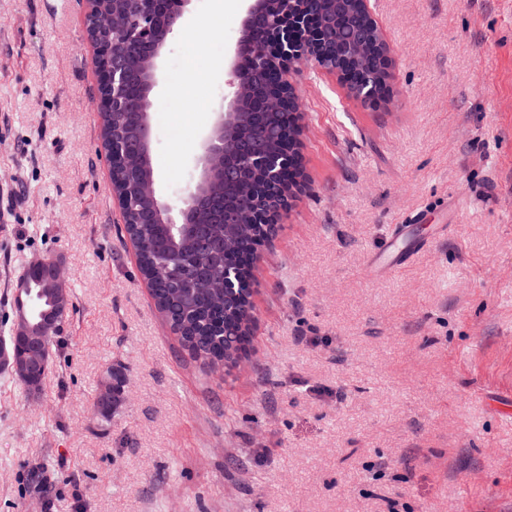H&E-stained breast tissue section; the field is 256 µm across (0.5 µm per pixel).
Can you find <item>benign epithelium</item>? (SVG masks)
<instances>
[{"mask_svg":"<svg viewBox=\"0 0 512 512\" xmlns=\"http://www.w3.org/2000/svg\"><path fill=\"white\" fill-rule=\"evenodd\" d=\"M190 0H178L179 10L171 15L163 11L148 10L133 28V20L123 10L103 11L92 5L87 15V33L96 52L99 72V95L97 107L101 114L122 113L124 124L137 130V140L127 144L120 153L109 151L111 168H137L144 163L146 151L151 149V108L150 94L160 80V61L169 36L176 22L182 17ZM270 0H251L243 23V32L238 40L231 68L233 88L231 98L214 112L209 133L201 144V154L197 159L198 175L192 187L175 207L161 199L155 187V178H150L142 187L144 195L154 206L151 211L142 213L132 202L120 196L115 199L121 209L125 223L139 224L149 216L154 222L170 225L180 235L187 225L194 223L196 212L207 202L219 197L223 190L234 185L245 168H257L274 180H281L288 163V156L270 157L265 144L275 137L267 129L253 140H238L227 135L229 126L235 123L244 103L255 88V71L277 60L281 72L280 87L272 88L264 97L265 107L272 111H290L299 115L298 102L293 91V78L303 66H324L322 56L315 53L319 45H336V39L321 28H311L310 21L318 18L314 13L319 0H277V7L269 9ZM266 27L274 35L272 43L258 48L251 44L252 29ZM136 33L146 39L149 48L132 61L126 51V43L131 34ZM371 41L365 34L345 46L348 55L362 64L369 57ZM289 198L276 201L267 207L268 235H273L275 224L281 212L288 205ZM255 203L243 200L237 209L224 211L222 224L228 229L237 224L253 221ZM30 271L41 273L48 287L54 289L55 306L34 322L30 319L26 296L31 293V282L23 278L17 283V312L11 329L14 336L25 338L32 347L41 349L37 363L48 369L50 356L44 349L45 339L56 331L59 314L70 307V298L65 284L61 265L56 260L37 259L30 264ZM224 299L238 302L251 301L252 289L240 288V277L234 269L224 270ZM241 331L224 328V344L236 349L234 364H239L246 354L247 347L240 345ZM0 368L8 370L20 383L26 385L31 395L40 393L41 387L30 383L32 363H22L10 355L5 346L0 345Z\"/></svg>","mask_w":512,"mask_h":512,"instance_id":"obj_1","label":"benign epithelium"}]
</instances>
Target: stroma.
I'll use <instances>...</instances> for the list:
<instances>
[{"mask_svg":"<svg viewBox=\"0 0 512 512\" xmlns=\"http://www.w3.org/2000/svg\"><path fill=\"white\" fill-rule=\"evenodd\" d=\"M391 97L301 68L303 187L260 246L245 364L195 361L123 232L87 0H0V331L31 259L72 305L38 398L0 372V512H512V0H369ZM245 0H191L155 89L177 201ZM418 251L366 263L392 225ZM111 417L89 406L110 370Z\"/></svg>","mask_w":512,"mask_h":512,"instance_id":"35a3bbf8","label":"stroma"}]
</instances>
